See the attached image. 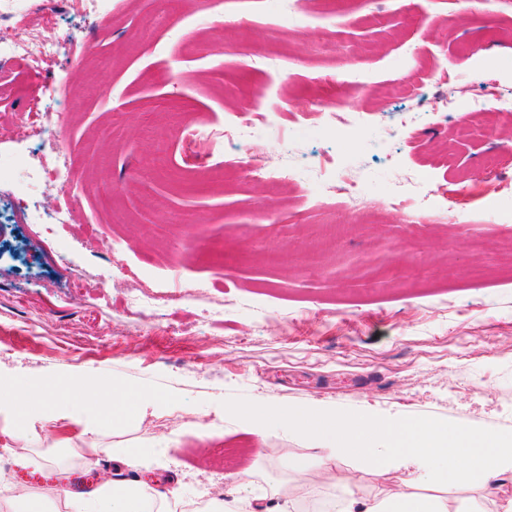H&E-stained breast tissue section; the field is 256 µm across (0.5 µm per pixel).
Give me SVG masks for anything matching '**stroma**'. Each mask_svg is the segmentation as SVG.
I'll return each instance as SVG.
<instances>
[{
	"instance_id": "1",
	"label": "stroma",
	"mask_w": 512,
	"mask_h": 512,
	"mask_svg": "<svg viewBox=\"0 0 512 512\" xmlns=\"http://www.w3.org/2000/svg\"><path fill=\"white\" fill-rule=\"evenodd\" d=\"M101 4L90 16L44 0L34 21L66 35L77 57L37 76L0 67V128L28 124L36 97L56 121L42 141L0 139V370L114 381L161 406L96 435L67 422L20 443L0 432V477L51 499L75 491L94 460L182 505L231 492L237 473L262 494L313 443L243 427L232 405L259 399L511 433L512 192L496 185L512 183V112L464 100L491 66L512 100V7ZM349 66L355 78L333 82ZM48 81L67 95L42 97ZM259 90L281 122L262 147L269 162L328 159L329 177L359 179L366 211L320 204L305 182L245 176L224 162L234 144L188 157L180 127L222 131L248 117ZM301 99L358 113L361 127L332 134L314 115L289 120ZM60 149L80 205L75 223L50 231L21 214L53 203L17 164L39 169ZM418 172L455 194L443 223L412 224L385 204ZM136 289L164 317L130 308ZM218 306L223 321H207ZM154 445L166 454L146 466L112 458ZM259 448L274 454L256 459Z\"/></svg>"
}]
</instances>
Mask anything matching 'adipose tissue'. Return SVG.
<instances>
[{"label":"adipose tissue","mask_w":512,"mask_h":512,"mask_svg":"<svg viewBox=\"0 0 512 512\" xmlns=\"http://www.w3.org/2000/svg\"><path fill=\"white\" fill-rule=\"evenodd\" d=\"M154 400L144 392L121 390L113 382L89 387L86 380L63 374L43 377L20 389L16 377L0 373V430L29 436L36 424L70 420L87 434L104 423L141 420ZM249 428L262 432L280 427L315 441V453L288 464L295 477L275 486L271 496L256 494L239 481L232 501L218 502L217 512H295L312 499L311 470L347 459L376 479L364 490L342 482L333 497L337 512H512V434L470 429L428 418L415 424L399 419L353 416L338 421L334 412L310 404L251 400L232 407ZM476 488L475 496L457 504L442 495L448 485ZM71 512H165L168 499L146 483L106 482L84 498H65Z\"/></svg>","instance_id":"ef3b65f1"}]
</instances>
